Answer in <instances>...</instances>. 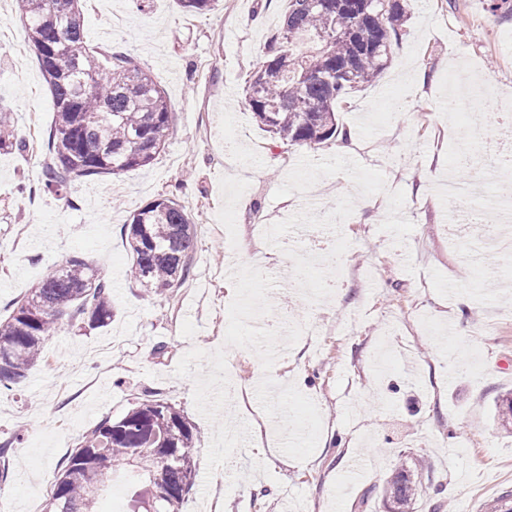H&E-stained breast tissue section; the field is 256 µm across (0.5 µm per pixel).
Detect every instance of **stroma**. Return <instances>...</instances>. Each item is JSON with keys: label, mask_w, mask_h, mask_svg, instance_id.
<instances>
[{"label": "stroma", "mask_w": 512, "mask_h": 512, "mask_svg": "<svg viewBox=\"0 0 512 512\" xmlns=\"http://www.w3.org/2000/svg\"><path fill=\"white\" fill-rule=\"evenodd\" d=\"M489 4L411 0L388 68L336 107L348 140L299 147L273 143L245 102L286 0H217L203 15L180 0H86L88 45L134 55L164 91L172 123L149 166L55 195L43 189L52 98L33 49L14 52L24 37L16 0H0V107L20 143L0 152V318L74 256L110 284L114 309L105 327L58 332L25 379L0 383V443L11 445L0 499L12 512H47L78 438L153 396L195 424L205 467L212 426L192 380L174 371L191 348L223 346L226 274L245 261L276 273L266 324L320 329L271 375L316 402L323 431L304 462L267 439L239 449L214 475L215 506L199 481L182 512H386L390 472L418 457L428 471L413 512H479L512 490V432L496 409L512 392V253L476 267L482 240L449 222L512 183L511 169L478 185L460 160L464 143L482 152L494 116L512 108V15ZM463 75L478 79L477 92L465 111H448ZM170 193L197 235L185 286L156 295L127 275L124 226ZM363 197L372 206L361 211ZM323 225L334 235L311 236ZM454 284L460 294L449 293ZM227 367L235 396L262 377L246 349L228 348ZM354 457L364 469L347 488Z\"/></svg>", "instance_id": "stroma-1"}]
</instances>
